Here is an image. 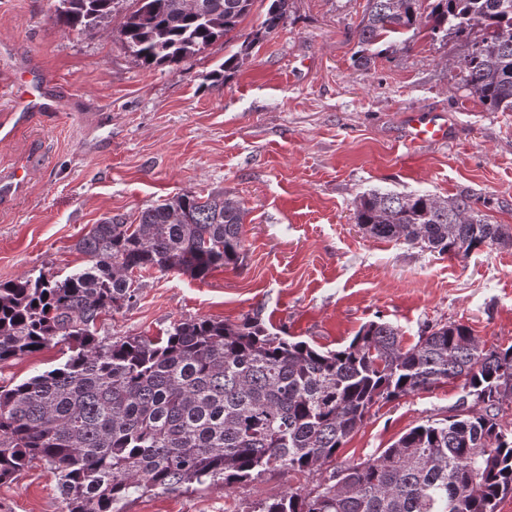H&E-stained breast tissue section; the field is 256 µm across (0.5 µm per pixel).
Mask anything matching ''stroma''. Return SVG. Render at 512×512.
<instances>
[{
  "label": "stroma",
  "mask_w": 512,
  "mask_h": 512,
  "mask_svg": "<svg viewBox=\"0 0 512 512\" xmlns=\"http://www.w3.org/2000/svg\"><path fill=\"white\" fill-rule=\"evenodd\" d=\"M56 0H0V117L29 78L55 108L0 140V175L26 163L30 180L0 198V283L88 264L75 248L108 217L185 191L242 201L239 264L196 279L152 271L135 301L98 322L100 336L164 335L173 324L258 315L270 333L336 350L365 323L398 327L404 345L426 327L467 325L486 347L512 345V245L440 255L365 235L354 220L371 189L470 196L491 223L512 225V112H493L461 79L465 37L420 28L405 49L359 65L366 0H290L288 16L222 86L203 85L235 44L179 65L145 67L125 52L123 12L87 33L51 19ZM412 112L444 114L447 142L406 140ZM65 345L0 363L12 386L61 363ZM457 384L376 404L338 452L365 462L409 429L452 414ZM324 472L274 471L234 488L190 485L132 494L122 512H255ZM0 512H67L49 466L33 461L0 484Z\"/></svg>",
  "instance_id": "35a3bbf8"
}]
</instances>
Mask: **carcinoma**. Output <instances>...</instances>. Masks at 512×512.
Returning <instances> with one entry per match:
<instances>
[{
    "label": "carcinoma",
    "mask_w": 512,
    "mask_h": 512,
    "mask_svg": "<svg viewBox=\"0 0 512 512\" xmlns=\"http://www.w3.org/2000/svg\"><path fill=\"white\" fill-rule=\"evenodd\" d=\"M122 0H58L70 31L106 25ZM261 23L239 30L254 0H132L119 37L145 67L176 65L224 39L239 50L206 80L224 83L287 17L268 0ZM422 26L471 38L460 63L466 86L493 112H512V0H367L359 60L387 56ZM240 201L211 192L176 195L138 223L107 218L75 248L89 258L64 279L26 275L0 283V362L55 342L68 358L0 387V483L46 462L68 512H121L135 492L256 480L276 470L319 471L336 461L374 405L461 382L455 414L411 428L380 455L333 468L316 495L289 490L259 512H496L512 493V345L487 348L461 323L428 327L405 346L387 322L363 325L339 350L268 332L257 316L236 324L198 318L167 336H98L101 316L129 305L132 276L176 271L204 279L243 255ZM372 238L440 255L512 245L468 196L373 189L355 210Z\"/></svg>",
    "instance_id": "1"
}]
</instances>
